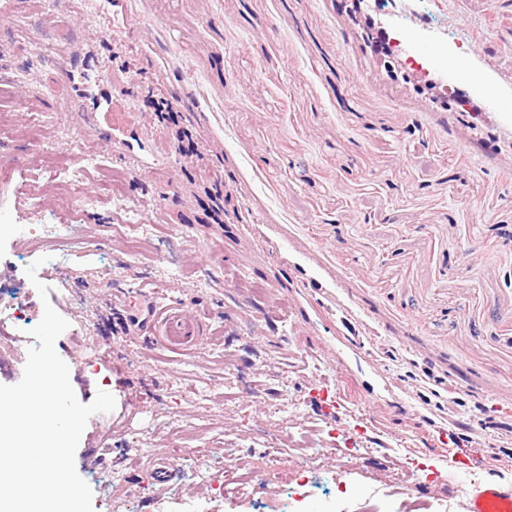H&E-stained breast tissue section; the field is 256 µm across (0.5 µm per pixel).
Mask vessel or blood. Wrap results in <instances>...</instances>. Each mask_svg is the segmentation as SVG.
<instances>
[{"mask_svg":"<svg viewBox=\"0 0 512 512\" xmlns=\"http://www.w3.org/2000/svg\"><path fill=\"white\" fill-rule=\"evenodd\" d=\"M126 326L136 334L163 337L166 345L173 346L187 341L196 333L195 323L189 319L182 304L162 305L150 298L129 313ZM460 512H512V485L489 479L467 493L460 505Z\"/></svg>","mask_w":512,"mask_h":512,"instance_id":"b4317fda","label":"vessel or blood"}]
</instances>
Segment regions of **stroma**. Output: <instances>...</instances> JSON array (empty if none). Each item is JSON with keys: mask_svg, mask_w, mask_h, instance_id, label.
Wrapping results in <instances>:
<instances>
[{"mask_svg": "<svg viewBox=\"0 0 512 512\" xmlns=\"http://www.w3.org/2000/svg\"><path fill=\"white\" fill-rule=\"evenodd\" d=\"M95 2L0 0V224L16 230L0 293L68 321L56 351L81 403L115 397L75 454L94 512H361L372 486L375 512H403L405 474L425 512H458L476 480L434 469L460 452L512 484L497 429L512 409V113L497 105L512 100V0H121L114 18ZM82 67L125 116L111 141L64 109L58 80ZM150 92L180 108L205 166ZM44 153L67 158L84 201ZM214 183L231 195L221 227L201 194ZM33 224L77 227L64 275L42 270L45 301L25 274L51 248ZM136 290L184 303L203 335L172 349L117 332ZM11 314L0 305L5 385L36 343ZM324 383L343 398L332 417ZM271 445L288 452L275 478L219 499L225 466ZM318 445L349 453V473L329 456L302 475ZM144 103L157 112L164 121L177 127L172 129L171 135L177 141L178 150L183 156L189 157L196 165H204L205 155L199 150L197 143L189 135L188 130L180 126L182 123L181 110L174 106L172 101L165 97L147 98ZM187 141V142H185Z\"/></svg>", "mask_w": 512, "mask_h": 512, "instance_id": "1", "label": "stroma"}]
</instances>
